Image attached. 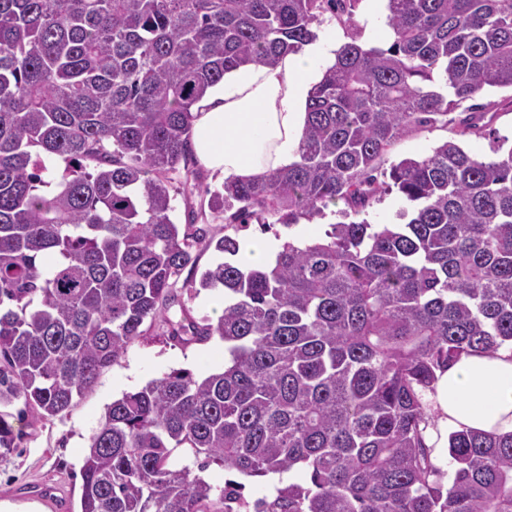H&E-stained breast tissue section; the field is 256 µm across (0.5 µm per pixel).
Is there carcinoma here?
<instances>
[{
    "label": "carcinoma",
    "instance_id": "carcinoma-1",
    "mask_svg": "<svg viewBox=\"0 0 512 512\" xmlns=\"http://www.w3.org/2000/svg\"><path fill=\"white\" fill-rule=\"evenodd\" d=\"M359 2L0 0V450L19 437L11 418L66 414L147 321L230 354L222 372L174 370L107 405L80 512H512V435L450 433L445 489L422 398L461 356L512 345V146L387 159L422 126L484 134L474 99L512 89V0H388L395 39L343 44L299 160L200 203L288 227L343 203L324 238L252 268L236 237L172 218L173 183L198 180L192 106L224 71L301 50L327 13L350 28ZM392 190L405 223L355 220ZM200 243L224 255L199 280L224 289V311L174 321ZM178 448L202 470L310 483L249 503L242 483L174 466Z\"/></svg>",
    "mask_w": 512,
    "mask_h": 512
}]
</instances>
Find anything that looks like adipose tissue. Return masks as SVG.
Wrapping results in <instances>:
<instances>
[{
	"mask_svg": "<svg viewBox=\"0 0 512 512\" xmlns=\"http://www.w3.org/2000/svg\"><path fill=\"white\" fill-rule=\"evenodd\" d=\"M342 41L321 37L276 65L225 72L192 108V145L201 164L227 180H257L299 158L308 99L334 65ZM424 402L436 419L425 431L439 460L452 430L512 434V347L462 357L438 374Z\"/></svg>",
	"mask_w": 512,
	"mask_h": 512,
	"instance_id": "obj_1",
	"label": "adipose tissue"
}]
</instances>
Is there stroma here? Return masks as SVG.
I'll return each mask as SVG.
<instances>
[{"label":"stroma","instance_id":"35a3bbf8","mask_svg":"<svg viewBox=\"0 0 512 512\" xmlns=\"http://www.w3.org/2000/svg\"><path fill=\"white\" fill-rule=\"evenodd\" d=\"M478 103L492 102L498 116L491 134L458 138L455 124L430 126L402 137L390 151V160L424 156L446 140L461 139L476 156L490 154L494 137L512 139V91L497 90L478 96ZM333 210L313 221L275 231H261L251 224L248 232L271 246L288 240L323 237L336 223ZM229 354L220 339L205 344H180L151 328L147 336L130 343L117 362L106 368L97 383L63 417L52 420L26 412L13 426L21 440L11 453L0 455V503L13 505L16 512H79L80 467L89 444L108 404L123 393L134 392L149 381L177 369H187L196 377L222 371Z\"/></svg>","mask_w":512,"mask_h":512}]
</instances>
